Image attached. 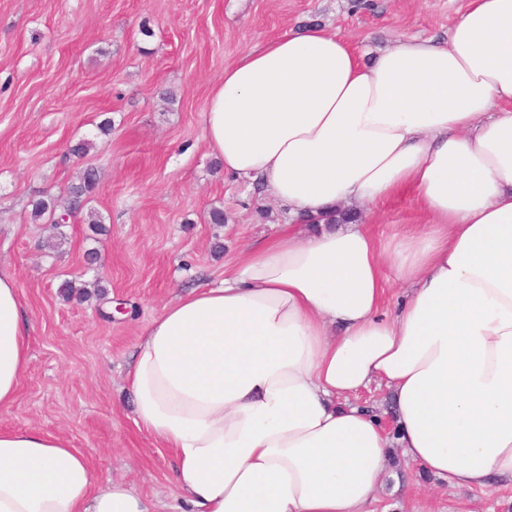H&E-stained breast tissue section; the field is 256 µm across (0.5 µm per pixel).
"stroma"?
<instances>
[{"instance_id":"35a3bbf8","label":"stroma","mask_w":512,"mask_h":512,"mask_svg":"<svg viewBox=\"0 0 512 512\" xmlns=\"http://www.w3.org/2000/svg\"><path fill=\"white\" fill-rule=\"evenodd\" d=\"M468 0H0V275L31 323L30 362L1 427L67 438L101 478L127 479L157 512L177 491L173 458L133 422L125 374L143 327L177 296L224 273L288 219L224 173L202 114L211 85L267 39L328 25L365 57L401 35L444 39ZM110 121L109 131L99 124ZM90 141L87 155L67 148ZM87 213L57 230L31 202L62 198L87 166ZM224 221L212 223L213 209ZM414 196L368 210L380 239L428 223ZM78 286L64 296L63 282ZM512 512V490L459 489L388 468L372 512Z\"/></svg>"}]
</instances>
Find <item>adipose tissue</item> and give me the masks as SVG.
<instances>
[{
    "label": "adipose tissue",
    "mask_w": 512,
    "mask_h": 512,
    "mask_svg": "<svg viewBox=\"0 0 512 512\" xmlns=\"http://www.w3.org/2000/svg\"><path fill=\"white\" fill-rule=\"evenodd\" d=\"M203 124L225 173L293 221L167 303L128 363L134 423L173 454L172 512H371L395 447L451 486L512 487V0L368 61L325 26L268 39ZM407 193L430 224L383 241L325 221ZM29 332L0 275V410ZM374 385L395 432L357 403ZM0 512L151 508L64 437L0 427Z\"/></svg>",
    "instance_id": "ef3b65f1"
}]
</instances>
